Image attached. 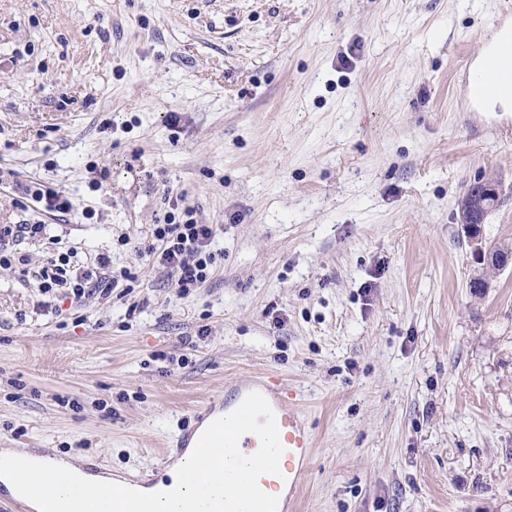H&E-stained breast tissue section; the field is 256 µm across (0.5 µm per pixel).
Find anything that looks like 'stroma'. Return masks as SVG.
<instances>
[{
  "instance_id": "stroma-1",
  "label": "stroma",
  "mask_w": 512,
  "mask_h": 512,
  "mask_svg": "<svg viewBox=\"0 0 512 512\" xmlns=\"http://www.w3.org/2000/svg\"><path fill=\"white\" fill-rule=\"evenodd\" d=\"M505 7L0 0V225L133 276L57 314L0 269V448L154 474L260 375L313 436L290 512H512V270L472 294L458 209L501 177L485 234L512 240V109H456ZM16 179L75 210L17 206ZM172 196L219 227L186 297L142 253Z\"/></svg>"
}]
</instances>
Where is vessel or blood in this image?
Masks as SVG:
<instances>
[{"instance_id":"1","label":"vessel or blood","mask_w":512,"mask_h":512,"mask_svg":"<svg viewBox=\"0 0 512 512\" xmlns=\"http://www.w3.org/2000/svg\"><path fill=\"white\" fill-rule=\"evenodd\" d=\"M493 35L483 44L473 62L475 74L465 93V108L482 111L486 101L512 99V10H500L491 19ZM290 394L281 384L262 376L249 378L229 388L222 403H209L196 411L191 427L165 448V456L191 454L201 463L219 457L239 458L257 451L265 465L244 466L233 474L235 491L230 500L211 497L207 512H288L290 499L279 496L280 488L296 490L304 476L313 439L299 409L289 404ZM21 489L12 495L0 486V512H25L32 498L43 501L44 512H100V488L84 489L79 495L59 502L44 496L46 486L57 483L61 474L45 464L35 470L12 469ZM141 479L133 478L112 499L113 512H152L138 494Z\"/></svg>"}]
</instances>
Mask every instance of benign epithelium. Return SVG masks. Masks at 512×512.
Returning <instances> with one entry per match:
<instances>
[{"mask_svg":"<svg viewBox=\"0 0 512 512\" xmlns=\"http://www.w3.org/2000/svg\"><path fill=\"white\" fill-rule=\"evenodd\" d=\"M478 191L461 203V226L470 249L472 270L470 280L483 281L493 287V277L512 267V247L493 246L481 235L473 234L471 224L474 213L484 219L491 211L492 201L500 196V182L495 178L482 179L477 183Z\"/></svg>","mask_w":512,"mask_h":512,"instance_id":"1","label":"benign epithelium"}]
</instances>
